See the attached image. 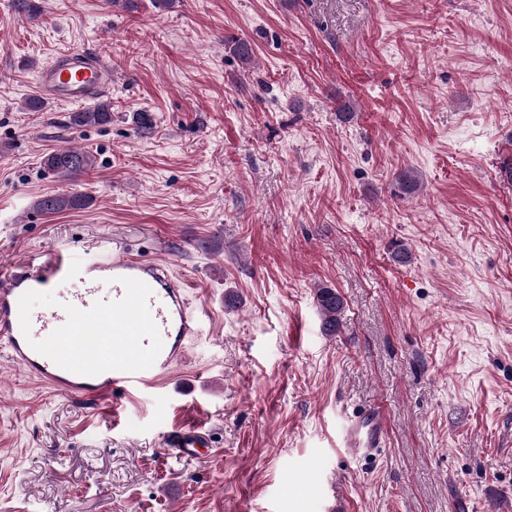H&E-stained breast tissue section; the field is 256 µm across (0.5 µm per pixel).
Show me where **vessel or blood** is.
Returning a JSON list of instances; mask_svg holds the SVG:
<instances>
[{
  "label": "vessel or blood",
  "mask_w": 512,
  "mask_h": 512,
  "mask_svg": "<svg viewBox=\"0 0 512 512\" xmlns=\"http://www.w3.org/2000/svg\"><path fill=\"white\" fill-rule=\"evenodd\" d=\"M38 84L51 102L80 104L111 88L112 70L73 51L42 68ZM55 286L61 289L55 306L31 307L33 295ZM195 332L184 283L127 250L87 259L58 250L41 266L14 267L0 282V345L27 375L70 397L130 400L159 387L163 373L185 361ZM384 441L381 407L348 419L343 445L355 455L371 456ZM211 445L200 426L179 424L166 436L167 448L182 458Z\"/></svg>",
  "instance_id": "obj_1"
}]
</instances>
